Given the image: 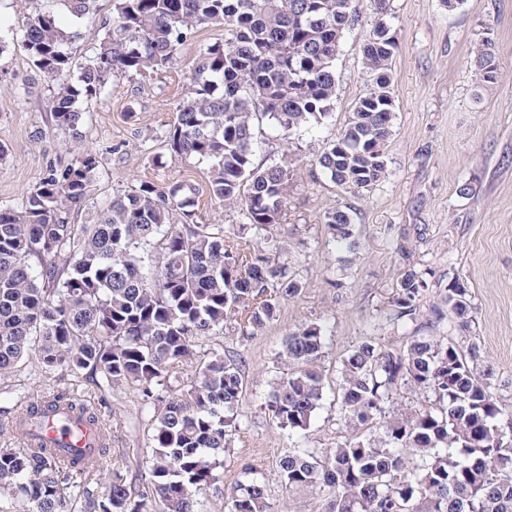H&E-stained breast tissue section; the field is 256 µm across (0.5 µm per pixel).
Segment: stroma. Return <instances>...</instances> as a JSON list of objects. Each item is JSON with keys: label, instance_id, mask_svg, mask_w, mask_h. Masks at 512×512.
Segmentation results:
<instances>
[{"label": "stroma", "instance_id": "35a3bbf8", "mask_svg": "<svg viewBox=\"0 0 512 512\" xmlns=\"http://www.w3.org/2000/svg\"><path fill=\"white\" fill-rule=\"evenodd\" d=\"M390 24L398 42L393 62L396 118L381 181L361 195L341 192L316 157L347 123L367 88L360 46L365 22L346 31L336 61V106L320 126L302 129L294 186L271 234L303 283L283 302L276 321L246 338L238 324L203 340L176 371L182 385L198 377L209 349L237 360L244 371L242 425L224 453L219 488L196 493L200 512H228L227 492L244 466L264 473L271 512H320L319 497L286 491L276 477L280 459L297 449L335 447L339 424L336 371L347 352L367 337L397 348L429 326L432 307L448 285L464 282L471 296V327L463 339L480 348V368L505 405H512V0H392ZM491 40L498 60L495 84L484 85L472 47ZM31 63L21 42L0 54V208L21 209L26 193L49 165L74 157L66 130L46 108L47 82L26 88ZM176 119L170 89L157 81L121 77L86 117V142L100 156L92 186L108 199L148 179L204 185L206 164L170 154L161 135ZM351 211L356 248L335 241L323 219L334 206ZM426 272L428 289L416 322L395 320L389 300L408 271ZM324 325L326 346L317 368L329 385L304 437L289 435L265 406L270 383L285 369L279 358L289 332ZM86 399L108 433L110 451L91 480L103 490L119 473L135 487L149 484L153 408L132 388L110 389L88 377L46 374L27 362L0 378V447L19 442L12 422L26 405L58 393Z\"/></svg>", "mask_w": 512, "mask_h": 512}]
</instances>
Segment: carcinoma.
<instances>
[{
  "label": "carcinoma",
  "instance_id": "cac0c4a2",
  "mask_svg": "<svg viewBox=\"0 0 512 512\" xmlns=\"http://www.w3.org/2000/svg\"><path fill=\"white\" fill-rule=\"evenodd\" d=\"M96 0H39L22 24L33 80L52 83L47 108L74 142L75 157L49 166L22 209H0V376L31 359L42 371L91 372L109 388L132 386L148 405L160 397L175 365L195 356L201 339L240 316L242 335L276 320L303 284L282 247H250L247 235L269 240L293 187L295 159L266 166L253 160L254 120L292 140L323 123L336 102L335 63L344 32L358 19L356 0H112V24L74 64L78 32L58 12L96 18ZM370 28L361 46L370 80L344 128L318 164L345 194L371 189L386 172L396 118L393 59L398 51L390 0H368ZM224 25V40L203 46L177 119L162 138L176 156L209 164V197L238 207L241 224L199 222L196 188L144 179L105 201L91 195L99 155L86 144L83 106L101 100L120 76L151 79L171 73L182 46L199 28ZM486 84L497 81L489 41L473 48ZM89 210L90 224L70 223ZM332 234L353 237L349 209L324 213ZM428 288L410 272L392 296L394 319L416 320ZM467 287L454 282L433 309L431 326L470 327ZM325 346L317 323L288 333L279 358L289 368L274 379L267 409L276 426L306 431L320 409L325 377L314 363ZM480 348L446 342L420 330L402 348L361 341L341 361L336 381L341 422L336 447L318 456L302 450L280 459L286 490L308 489L322 512H512V436L502 428L512 408L496 399L478 372ZM241 365L213 351L199 380L155 412L152 481L139 494L116 473L105 490L87 487L97 454L70 464L56 448H0V488L12 512H198L194 492L217 480L231 431L239 428ZM433 398L424 410L393 408L401 389ZM99 422L95 409L69 396L29 404L18 435L58 405ZM379 425L382 434L363 431ZM233 487L230 512H270L265 479L252 468Z\"/></svg>",
  "mask_w": 512,
  "mask_h": 512
}]
</instances>
